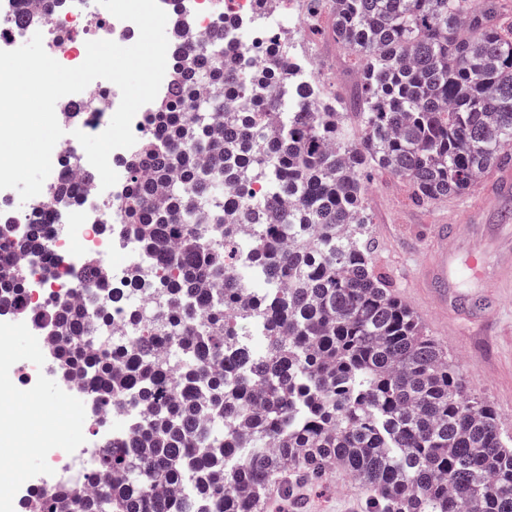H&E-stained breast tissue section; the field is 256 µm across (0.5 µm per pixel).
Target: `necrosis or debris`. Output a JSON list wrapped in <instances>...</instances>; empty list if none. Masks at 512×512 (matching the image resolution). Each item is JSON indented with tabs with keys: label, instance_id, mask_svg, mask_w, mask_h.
<instances>
[{
	"label": "necrosis or debris",
	"instance_id": "necrosis-or-debris-1",
	"mask_svg": "<svg viewBox=\"0 0 512 512\" xmlns=\"http://www.w3.org/2000/svg\"><path fill=\"white\" fill-rule=\"evenodd\" d=\"M256 9L255 0H227L224 9H217L215 0H195L192 33L201 36L211 32L223 17L239 22L249 21ZM43 39L45 51L66 67L80 65L86 57V40H111L119 45L138 39L137 26L129 21L116 19L105 8L94 14L76 13L67 6H59L48 18ZM110 96L120 102L119 88L104 79L92 81L82 92L62 97L56 104V112L78 109L79 117L71 124L72 129L82 132L100 131L104 128V115L83 110L82 104L89 97ZM73 142L56 144L52 155L57 162L46 180L47 185L74 186V198L65 205L51 204L47 193L31 198L20 221L24 224L42 225L47 252L41 256H26L30 286L25 301L55 304L80 300L89 313L111 306V291L125 287L132 269L144 266L148 258L134 241H123L108 231L107 220L116 218L117 197L103 196L98 172L87 159H80L77 166L63 164L62 159L74 152ZM71 252L74 263H81L85 255H94L102 271L100 282L92 284L71 279L68 264L62 263L63 252ZM49 356L47 345H39L30 362L24 363L17 376L19 394L27 400V408L17 409L13 416L17 430H25L36 419L42 418L44 406L41 400L40 377L45 358ZM99 452L98 446L73 447L61 429H54L49 441L34 448V455L46 460V467L31 478L24 490L14 488L0 492V498L12 499L18 493L34 496L43 484L66 489L72 479L87 471Z\"/></svg>",
	"mask_w": 512,
	"mask_h": 512
}]
</instances>
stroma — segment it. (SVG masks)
Instances as JSON below:
<instances>
[{"instance_id": "stroma-1", "label": "stroma", "mask_w": 512, "mask_h": 512, "mask_svg": "<svg viewBox=\"0 0 512 512\" xmlns=\"http://www.w3.org/2000/svg\"><path fill=\"white\" fill-rule=\"evenodd\" d=\"M283 41L297 47L298 59L319 62L318 80L340 97L351 96L359 82L347 49L331 38H314L310 32L285 28ZM512 176V164L496 170L468 194L431 206L413 202L406 183L386 173L372 175L365 206L376 245L373 261L388 277L394 293L416 312L432 336L446 346L466 386L497 411L506 431L512 432V270H488L486 281H461L449 277L448 288L458 298L460 319L448 321L436 311L431 298L420 288V267L437 250L435 229L440 224H460L455 261L463 263L475 251L493 255L512 236V188L499 207L480 216L481 231L463 223L462 214L473 207L480 194L498 187L503 175ZM59 386L55 374H47L42 396L50 419L68 433L72 444L95 441L98 424L80 404L60 410L55 405ZM46 466L28 448L16 442H0V484L21 486ZM289 494L271 488L265 512H365L364 489L345 471L329 467L321 478H291Z\"/></svg>"}]
</instances>
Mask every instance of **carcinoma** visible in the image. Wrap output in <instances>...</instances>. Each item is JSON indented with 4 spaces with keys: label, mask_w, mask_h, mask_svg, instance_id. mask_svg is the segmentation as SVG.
<instances>
[{
    "label": "carcinoma",
    "mask_w": 512,
    "mask_h": 512,
    "mask_svg": "<svg viewBox=\"0 0 512 512\" xmlns=\"http://www.w3.org/2000/svg\"><path fill=\"white\" fill-rule=\"evenodd\" d=\"M175 2L174 82L124 161L112 234L153 257L150 310L112 292L142 335L86 354L71 303L23 302L15 256L44 250L0 220V313L49 333L57 374L108 414L142 419L39 512H260L288 475L332 464L368 512H512V436L458 376L372 260L364 198L384 171L430 205L512 161V12L502 0H304L360 69L345 102L290 70L243 77L231 32L189 39ZM258 271L268 287L243 298ZM263 330L253 350L239 322ZM102 493H90L105 481Z\"/></svg>",
    "instance_id": "cac0c4a2"
}]
</instances>
